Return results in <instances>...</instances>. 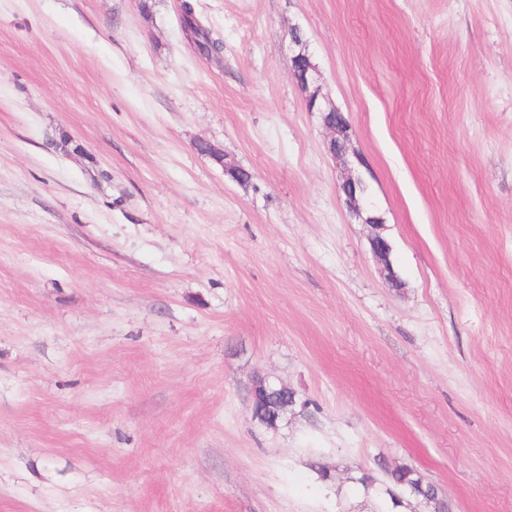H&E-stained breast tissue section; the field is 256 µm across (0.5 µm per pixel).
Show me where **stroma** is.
Segmentation results:
<instances>
[{
	"label": "stroma",
	"instance_id": "stroma-1",
	"mask_svg": "<svg viewBox=\"0 0 512 512\" xmlns=\"http://www.w3.org/2000/svg\"><path fill=\"white\" fill-rule=\"evenodd\" d=\"M194 4L0 0V512H512V0ZM180 21L183 28L188 27L193 30L194 40L202 54L218 55L224 53V42L218 38H211L209 33L199 25L191 0L181 2ZM291 43L298 49L294 50L290 57V65L297 82L308 87L317 81L318 70L311 61V55L306 48L302 34L298 30L290 31ZM306 109L310 112H322L323 125L328 131L326 141L327 152L336 158L348 161L350 123L343 119V114L335 107L323 109L317 96L309 97L306 101ZM350 174L340 183V190L344 194L346 203L356 209L359 216H362L360 202L366 194L367 185L363 178L350 169ZM281 399H284V402ZM250 405L252 415L258 422L267 427H274L288 408L297 405L296 393L287 386L277 385L261 377L259 381L252 384ZM385 473L388 476L391 484L394 487L400 486V487L404 488V486L401 485L400 482L406 481V482H411V483H415L418 485H422L425 489H432L433 496L436 497L440 502L441 510L436 511V512H451L450 503L447 502L446 498L443 496L440 489L438 491L435 490L433 487L434 484L432 482L426 480L419 473H416L407 467H402V468L394 469V470H388L385 468Z\"/></svg>",
	"mask_w": 512,
	"mask_h": 512
}]
</instances>
